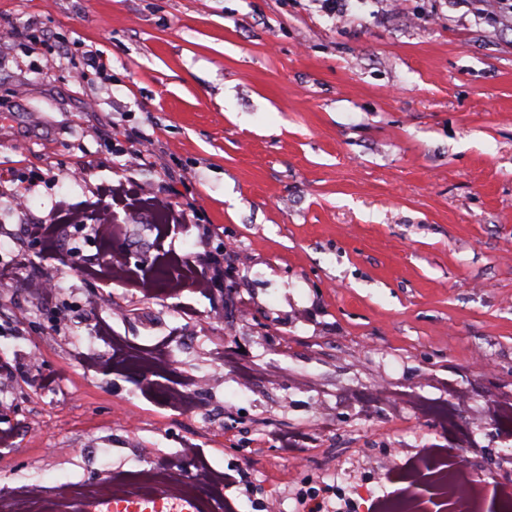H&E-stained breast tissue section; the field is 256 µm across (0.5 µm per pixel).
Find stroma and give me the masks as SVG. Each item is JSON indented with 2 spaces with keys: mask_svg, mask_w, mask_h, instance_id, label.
Instances as JSON below:
<instances>
[{
  "mask_svg": "<svg viewBox=\"0 0 512 512\" xmlns=\"http://www.w3.org/2000/svg\"><path fill=\"white\" fill-rule=\"evenodd\" d=\"M11 26L94 45L110 78L75 85L66 60L0 40V257L55 200L125 177L114 147L146 133L155 162L138 179L194 196L210 224L160 241L151 213L123 212L115 252L136 263L172 249L202 269L220 246L224 271L207 292L159 300L85 278L67 253L75 228L57 253L30 248L61 287L49 301L0 296V496L37 484L64 512L67 491L140 478L189 445L183 475H231L236 512H297L309 483L364 488L352 508L375 512L435 448L464 457L484 512H502L512 420L492 405L512 403V10L0 0ZM79 162L90 175L75 182ZM103 321L134 350L170 346L167 370L117 364L95 337ZM192 378L210 379L220 427L169 403V384ZM380 382L390 403L373 398Z\"/></svg>",
  "mask_w": 512,
  "mask_h": 512,
  "instance_id": "stroma-1",
  "label": "stroma"
}]
</instances>
